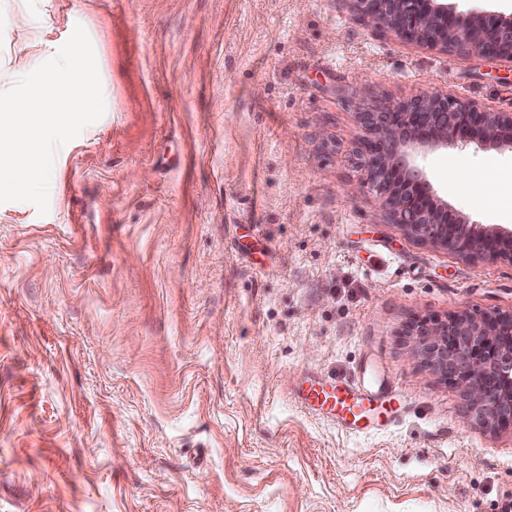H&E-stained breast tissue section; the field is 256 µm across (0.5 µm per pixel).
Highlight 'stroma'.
<instances>
[{
  "label": "stroma",
  "instance_id": "stroma-1",
  "mask_svg": "<svg viewBox=\"0 0 512 512\" xmlns=\"http://www.w3.org/2000/svg\"><path fill=\"white\" fill-rule=\"evenodd\" d=\"M78 25L105 113L57 151L47 214L0 204V512H500L512 431L466 422L401 328L512 310V263L356 193L353 96L512 112V62L403 43L345 0H0V82ZM417 161L512 226V153ZM362 373L401 421L350 435L297 402Z\"/></svg>",
  "mask_w": 512,
  "mask_h": 512
}]
</instances>
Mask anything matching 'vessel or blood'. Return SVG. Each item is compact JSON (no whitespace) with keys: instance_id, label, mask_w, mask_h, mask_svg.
Wrapping results in <instances>:
<instances>
[{"instance_id":"b4317fda","label":"vessel or blood","mask_w":512,"mask_h":512,"mask_svg":"<svg viewBox=\"0 0 512 512\" xmlns=\"http://www.w3.org/2000/svg\"><path fill=\"white\" fill-rule=\"evenodd\" d=\"M298 400L306 410L336 423L350 434L369 431L374 412L385 411L393 424L404 415L400 398L382 399L379 393L355 379L333 383L321 377H309L299 389Z\"/></svg>"}]
</instances>
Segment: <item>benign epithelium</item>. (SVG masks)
Returning <instances> with one entry per match:
<instances>
[{"mask_svg":"<svg viewBox=\"0 0 512 512\" xmlns=\"http://www.w3.org/2000/svg\"><path fill=\"white\" fill-rule=\"evenodd\" d=\"M361 20L398 40L443 54L512 62V14H462L450 0H345ZM355 151L383 216L418 242L472 262L512 263V228L469 222L440 202L411 157L448 145L512 150V113L487 112L439 91L378 103L359 94ZM403 336L412 358L447 379L467 401L466 419L512 429V311L417 316Z\"/></svg>","mask_w":512,"mask_h":512,"instance_id":"obj_1","label":"benign epithelium"}]
</instances>
